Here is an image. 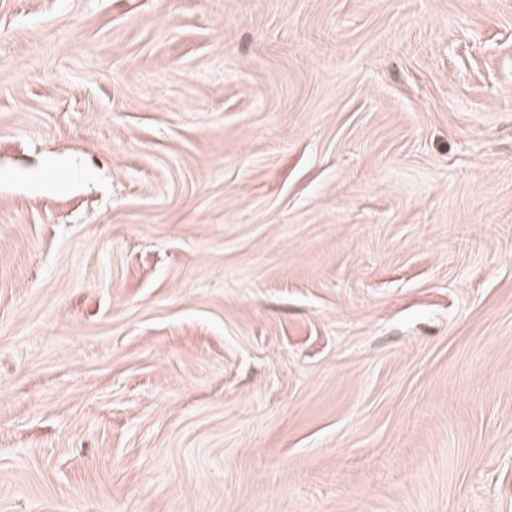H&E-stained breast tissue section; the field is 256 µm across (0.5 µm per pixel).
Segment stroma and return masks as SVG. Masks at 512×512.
Returning <instances> with one entry per match:
<instances>
[{
    "instance_id": "stroma-1",
    "label": "stroma",
    "mask_w": 512,
    "mask_h": 512,
    "mask_svg": "<svg viewBox=\"0 0 512 512\" xmlns=\"http://www.w3.org/2000/svg\"><path fill=\"white\" fill-rule=\"evenodd\" d=\"M0 512H512V0H0Z\"/></svg>"
}]
</instances>
